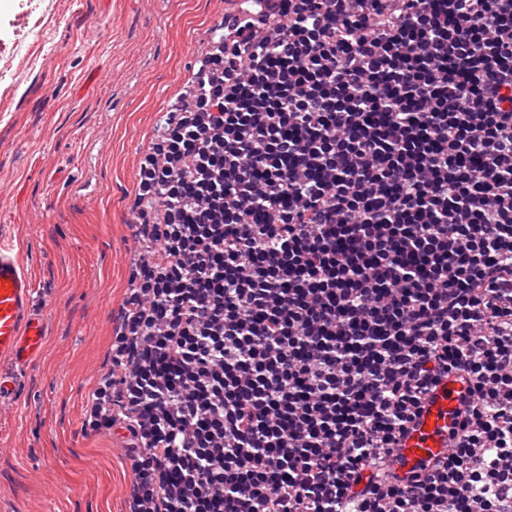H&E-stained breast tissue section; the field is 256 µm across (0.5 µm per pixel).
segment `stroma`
Segmentation results:
<instances>
[{
    "mask_svg": "<svg viewBox=\"0 0 512 512\" xmlns=\"http://www.w3.org/2000/svg\"><path fill=\"white\" fill-rule=\"evenodd\" d=\"M0 0V49L34 54L0 76V243L48 306L42 354L0 400V512H128L123 431L87 428L112 368L139 253L131 199L143 151L239 0Z\"/></svg>",
    "mask_w": 512,
    "mask_h": 512,
    "instance_id": "stroma-1",
    "label": "stroma"
}]
</instances>
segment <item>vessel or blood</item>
<instances>
[{"label":"vessel or blood","instance_id":"obj_1","mask_svg":"<svg viewBox=\"0 0 512 512\" xmlns=\"http://www.w3.org/2000/svg\"><path fill=\"white\" fill-rule=\"evenodd\" d=\"M36 287L18 257L0 245V361L28 365L41 351L47 332L46 306L35 296ZM467 384L449 375L402 438L399 467L417 470L449 452V436L458 427L460 396Z\"/></svg>","mask_w":512,"mask_h":512}]
</instances>
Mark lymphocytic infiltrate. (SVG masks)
Wrapping results in <instances>:
<instances>
[{"label":"lymphocytic infiltrate","mask_w":512,"mask_h":512,"mask_svg":"<svg viewBox=\"0 0 512 512\" xmlns=\"http://www.w3.org/2000/svg\"><path fill=\"white\" fill-rule=\"evenodd\" d=\"M202 68L87 420L129 512H512V0H241ZM452 371L451 452L402 479Z\"/></svg>","instance_id":"obj_1"}]
</instances>
